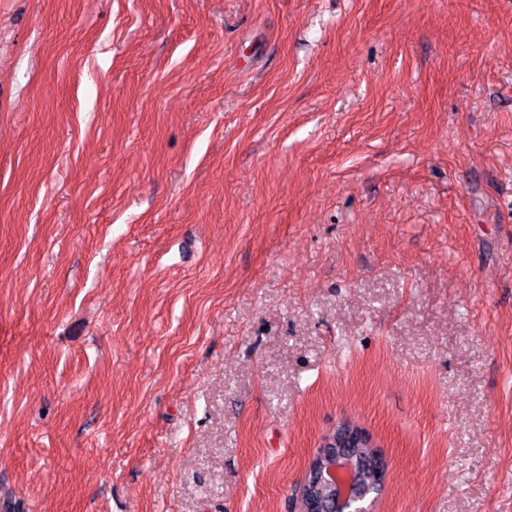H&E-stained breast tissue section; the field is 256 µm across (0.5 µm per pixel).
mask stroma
<instances>
[{"label":"stroma","instance_id":"35a3bbf8","mask_svg":"<svg viewBox=\"0 0 512 512\" xmlns=\"http://www.w3.org/2000/svg\"><path fill=\"white\" fill-rule=\"evenodd\" d=\"M512 512V0H0V512ZM319 479H323L327 483L333 485L336 490L335 506L332 510L336 512H370L371 502L368 504V497L361 493H356L355 487V470L351 461H347L342 465H336L331 462L325 466L324 470L318 475Z\"/></svg>","mask_w":512,"mask_h":512}]
</instances>
